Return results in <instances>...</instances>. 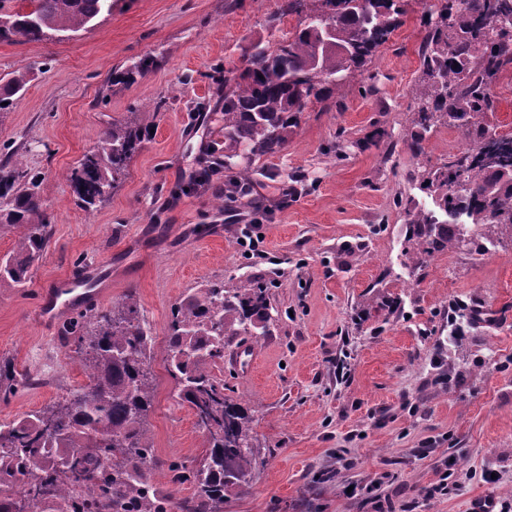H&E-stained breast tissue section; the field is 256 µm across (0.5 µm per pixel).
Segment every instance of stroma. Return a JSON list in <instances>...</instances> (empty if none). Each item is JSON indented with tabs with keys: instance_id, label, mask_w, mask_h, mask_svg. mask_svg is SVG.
<instances>
[{
	"instance_id": "obj_1",
	"label": "stroma",
	"mask_w": 512,
	"mask_h": 512,
	"mask_svg": "<svg viewBox=\"0 0 512 512\" xmlns=\"http://www.w3.org/2000/svg\"><path fill=\"white\" fill-rule=\"evenodd\" d=\"M434 2L411 0L361 75L309 103L286 149L253 157L267 196L254 255L214 203L223 168L193 178L224 146L225 72L298 26L283 0H112L74 38L0 39V80L27 75L0 111V143L40 176L51 216L31 283L0 286V360L35 379L0 400V423L85 383L76 336L47 330L36 306L52 280L111 264L112 288L95 309L135 292L153 329L157 389L145 428L156 486L179 512L194 489L171 488L166 464L195 465L208 442L167 372L164 327L188 292L253 276L269 284L272 319L225 344L218 376L253 418L257 467L224 512H473L484 500L512 502V243L478 237L420 266L408 254L406 207L434 206L418 165L465 146L444 124L424 155L407 145ZM143 58L146 72L115 82ZM115 123L149 133L111 199L84 209L66 175ZM283 183L288 198L271 196ZM461 305L481 321L456 342L448 321Z\"/></svg>"
}]
</instances>
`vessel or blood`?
<instances>
[{"label": "vessel or blood", "instance_id": "1", "mask_svg": "<svg viewBox=\"0 0 512 512\" xmlns=\"http://www.w3.org/2000/svg\"><path fill=\"white\" fill-rule=\"evenodd\" d=\"M103 294V289L91 287L87 275L59 278L43 289L38 314L42 323L53 330L69 312L98 300Z\"/></svg>", "mask_w": 512, "mask_h": 512}]
</instances>
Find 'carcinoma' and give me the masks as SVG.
I'll use <instances>...</instances> for the list:
<instances>
[{
  "label": "carcinoma",
  "instance_id": "cac0c4a2",
  "mask_svg": "<svg viewBox=\"0 0 512 512\" xmlns=\"http://www.w3.org/2000/svg\"><path fill=\"white\" fill-rule=\"evenodd\" d=\"M0 0V21L10 35L40 40L42 34L79 32L112 12V0H31L29 11ZM410 0H285L283 14L302 20L275 46L254 48L246 68L224 76V197L244 194L252 170L236 161L240 149L253 156L288 146L311 100H325L371 60L407 13ZM421 75L412 88L415 131L408 147L424 154L423 142L439 123L455 127L468 147L447 161L423 168L420 187L435 196L433 209H407L408 240L423 258L459 248L475 233L507 231L512 239V146L488 153L497 132L493 86L512 65V0H440L437 19L420 48ZM19 73L0 89L13 106L26 87ZM139 126L114 123L97 151L80 158L67 175L80 205L102 203L140 149ZM50 217L40 195V177L23 158L0 159V236L23 232L0 256V286L23 288L49 241ZM267 288L230 279L199 288L172 308L167 325L169 373L179 399L207 433L209 452L195 468L168 466L170 483L195 489L187 512H224L234 491L247 490L256 468L253 418L231 396L212 368L224 359V343L245 336L255 322H268ZM78 336L87 382L42 409L0 424V512H37L57 499L65 512H167L170 496L152 483L154 444L144 429L155 384L150 372L152 339L139 319V301L127 293L112 310L69 324ZM28 379L0 361V398Z\"/></svg>",
  "mask_w": 512,
  "mask_h": 512
}]
</instances>
